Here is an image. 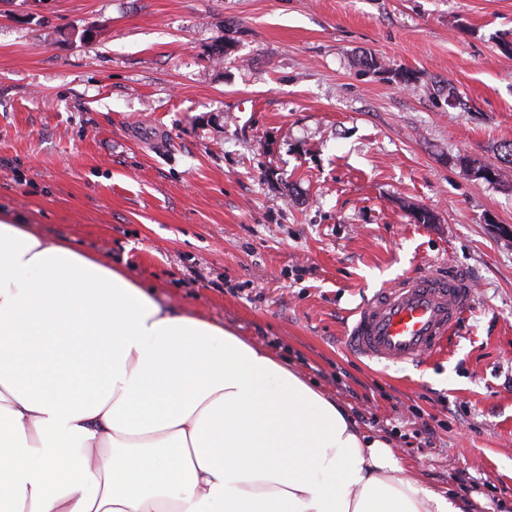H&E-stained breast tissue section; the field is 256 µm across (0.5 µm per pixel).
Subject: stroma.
Returning <instances> with one entry per match:
<instances>
[{
  "mask_svg": "<svg viewBox=\"0 0 512 512\" xmlns=\"http://www.w3.org/2000/svg\"><path fill=\"white\" fill-rule=\"evenodd\" d=\"M505 40L512 0H0V210L264 348L468 512H512ZM439 261L475 286L440 355L345 349L367 297Z\"/></svg>",
  "mask_w": 512,
  "mask_h": 512,
  "instance_id": "1",
  "label": "stroma"
}]
</instances>
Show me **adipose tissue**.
<instances>
[{
  "mask_svg": "<svg viewBox=\"0 0 512 512\" xmlns=\"http://www.w3.org/2000/svg\"><path fill=\"white\" fill-rule=\"evenodd\" d=\"M0 512H464L313 383L0 213Z\"/></svg>",
  "mask_w": 512,
  "mask_h": 512,
  "instance_id": "obj_1",
  "label": "adipose tissue"
}]
</instances>
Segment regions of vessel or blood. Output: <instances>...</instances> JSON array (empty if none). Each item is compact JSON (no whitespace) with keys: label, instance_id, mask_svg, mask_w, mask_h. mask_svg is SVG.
<instances>
[{"label":"vessel or blood","instance_id":"b4317fda","mask_svg":"<svg viewBox=\"0 0 512 512\" xmlns=\"http://www.w3.org/2000/svg\"><path fill=\"white\" fill-rule=\"evenodd\" d=\"M474 295L452 264H433L367 298L345 343L353 354L378 363L422 365L452 337Z\"/></svg>","mask_w":512,"mask_h":512}]
</instances>
